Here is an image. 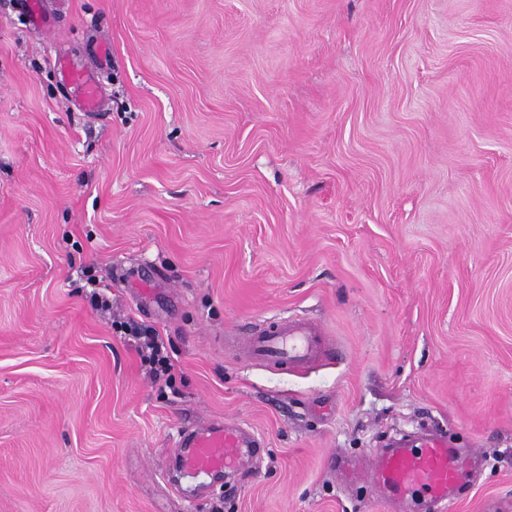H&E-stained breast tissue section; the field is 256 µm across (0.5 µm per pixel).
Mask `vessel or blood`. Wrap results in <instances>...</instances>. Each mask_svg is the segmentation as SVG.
<instances>
[{
	"instance_id": "b4317fda",
	"label": "vessel or blood",
	"mask_w": 512,
	"mask_h": 512,
	"mask_svg": "<svg viewBox=\"0 0 512 512\" xmlns=\"http://www.w3.org/2000/svg\"><path fill=\"white\" fill-rule=\"evenodd\" d=\"M65 86L77 90L84 109H96L99 88L89 75L73 68H63ZM249 356L271 366H298L327 356L329 342L317 326L281 320L264 325L258 332L244 337ZM183 467L191 472L211 476L235 472L260 452V439L241 424L224 422L200 431L183 432L178 442ZM459 475L456 451L441 434L427 436L416 445L406 441L377 451L368 471L380 489L397 496L415 490L427 493L435 506H443L449 490Z\"/></svg>"
}]
</instances>
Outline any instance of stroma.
I'll use <instances>...</instances> for the list:
<instances>
[{
    "label": "stroma",
    "mask_w": 512,
    "mask_h": 512,
    "mask_svg": "<svg viewBox=\"0 0 512 512\" xmlns=\"http://www.w3.org/2000/svg\"><path fill=\"white\" fill-rule=\"evenodd\" d=\"M23 2L0 0V512H428L340 467L429 427L453 512H512V0H38L44 28ZM287 317L337 355L251 360L240 337ZM224 420L259 457L180 470L182 431ZM62 80L66 87L77 90L85 110H93L99 106L100 92L98 85L89 75L74 68H62ZM133 338L137 351L150 363L148 375L154 383L167 382L171 377L173 365L163 355L164 344L158 332L152 328L133 329Z\"/></svg>",
    "instance_id": "1"
}]
</instances>
